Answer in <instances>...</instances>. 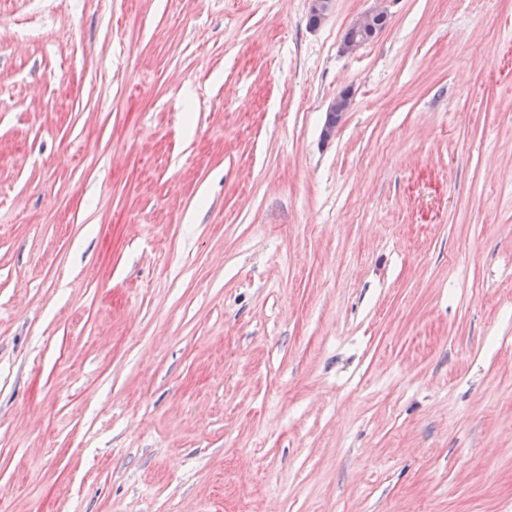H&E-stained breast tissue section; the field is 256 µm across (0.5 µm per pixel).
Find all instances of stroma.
<instances>
[{
  "mask_svg": "<svg viewBox=\"0 0 512 512\" xmlns=\"http://www.w3.org/2000/svg\"><path fill=\"white\" fill-rule=\"evenodd\" d=\"M373 4L0 0V512H512V0ZM376 2L375 6L361 13L351 24L350 27L356 31L357 37L354 40L343 42L344 52L354 53L359 47L376 38L386 28L387 10L382 5L383 1L376 0ZM353 104L354 93L351 88H345L336 95L326 113V120L322 130L324 141H328L335 136L336 129L345 115L352 109Z\"/></svg>",
  "mask_w": 512,
  "mask_h": 512,
  "instance_id": "35a3bbf8",
  "label": "stroma"
}]
</instances>
